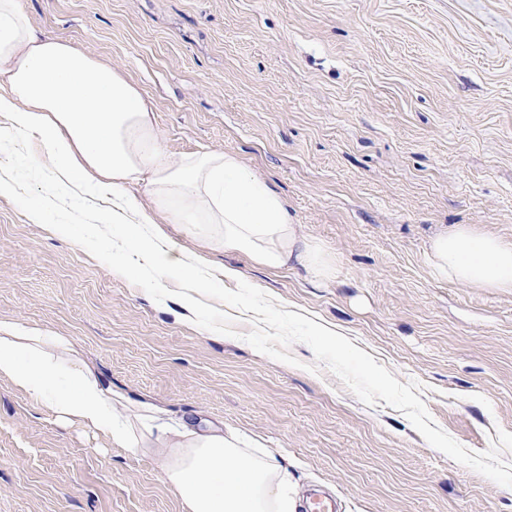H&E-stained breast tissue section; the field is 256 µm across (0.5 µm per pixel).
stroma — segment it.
Returning <instances> with one entry per match:
<instances>
[{"label": "stroma", "instance_id": "obj_1", "mask_svg": "<svg viewBox=\"0 0 512 512\" xmlns=\"http://www.w3.org/2000/svg\"><path fill=\"white\" fill-rule=\"evenodd\" d=\"M37 32L108 61L154 105L172 162L227 150L285 200L329 279L234 252L216 269L340 327L475 452L512 433V292L436 280L457 224L512 243V0H21ZM0 319L69 336L130 399L239 435L338 512H512L502 487L434 449L402 412L362 403L297 342L285 364L197 327L176 293L115 275L111 226L35 223L52 158H8ZM0 512H187L155 455L111 447L0 379Z\"/></svg>", "mask_w": 512, "mask_h": 512}]
</instances>
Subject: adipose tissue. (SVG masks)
I'll return each mask as SVG.
<instances>
[{
    "label": "adipose tissue",
    "instance_id": "obj_1",
    "mask_svg": "<svg viewBox=\"0 0 512 512\" xmlns=\"http://www.w3.org/2000/svg\"><path fill=\"white\" fill-rule=\"evenodd\" d=\"M0 112L10 121L0 128V141H34L38 154L56 162L48 191L30 211L33 221H43L87 184L112 197L111 207L89 209L93 222L126 224L135 216L149 224L158 213L208 250L236 251L275 270L297 265L319 279L334 274L324 246L297 235L283 198L241 156L209 150L171 163L153 104L107 62L38 34L20 0H0ZM132 183L143 184L147 204L127 195ZM99 247L115 273L143 271L161 294L167 282H177L186 306H202L209 272L201 256L171 251L140 231ZM429 262L438 279L512 290V245L472 226L459 224L433 238ZM0 378L60 422L100 431L114 447L155 455L189 512L288 508V483L275 465L222 429L158 422L150 403L127 401L81 358L70 337L0 320ZM122 403L129 417L115 415Z\"/></svg>",
    "mask_w": 512,
    "mask_h": 512
}]
</instances>
